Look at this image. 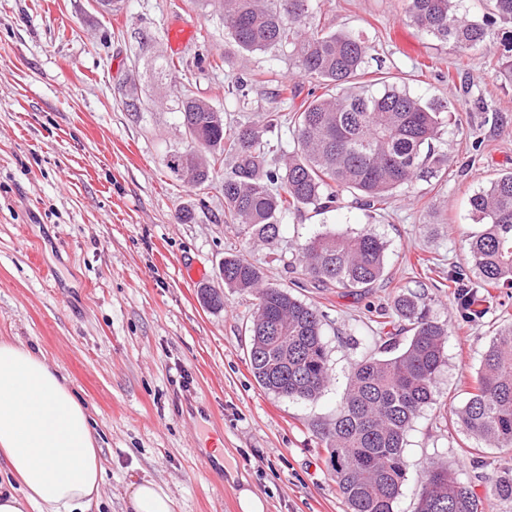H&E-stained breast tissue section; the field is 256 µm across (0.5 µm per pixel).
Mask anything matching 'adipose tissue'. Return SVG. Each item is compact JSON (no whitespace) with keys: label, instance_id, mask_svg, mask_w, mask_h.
I'll list each match as a JSON object with an SVG mask.
<instances>
[{"label":"adipose tissue","instance_id":"ef3b65f1","mask_svg":"<svg viewBox=\"0 0 512 512\" xmlns=\"http://www.w3.org/2000/svg\"><path fill=\"white\" fill-rule=\"evenodd\" d=\"M0 458L15 486L0 485V512H92L104 467L83 402L44 356L0 339ZM127 512H176L167 486L131 483Z\"/></svg>","mask_w":512,"mask_h":512}]
</instances>
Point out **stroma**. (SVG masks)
<instances>
[{
    "mask_svg": "<svg viewBox=\"0 0 512 512\" xmlns=\"http://www.w3.org/2000/svg\"><path fill=\"white\" fill-rule=\"evenodd\" d=\"M405 7L313 0L323 23L368 42L369 72L400 77L410 93L452 107L435 144L450 156L446 171L422 173L372 213L347 193L334 210L288 216L277 242L249 249L224 221L232 157L198 188L178 180L165 158L186 146L183 90L217 106L232 129L275 108L294 113L315 84L299 76L288 50L225 54L224 19L202 0H120L109 13L96 0H0V336L43 353L83 400L105 467L100 512H125L127 487L144 478L169 487L177 512H241L245 486L266 512H347L314 431L335 418L352 363L377 353L369 308L392 306L401 291L423 294L449 333L435 402L405 439L408 479L395 512H414L427 460L473 477L464 452L471 437L441 414L465 403V377L497 324L512 321V288L495 289L490 312L467 327L419 261L442 271L465 265L461 239L479 229L468 199L512 171V85L486 65L512 59V27L490 25L484 47L461 58L413 25ZM178 19L196 29L176 56L166 27ZM167 59L176 68L164 75ZM245 71L273 72L292 96L279 103L270 83L243 102L225 94ZM129 84L140 111L123 103ZM186 207L195 218L179 222ZM368 228L387 244L373 288L354 298L302 287L299 242ZM243 249L269 282L326 315L331 382L315 400L256 382L253 296L225 291L217 310L200 299L201 288L221 286L225 254ZM187 260L204 275L191 278Z\"/></svg>",
    "mask_w": 512,
    "mask_h": 512,
    "instance_id": "stroma-1",
    "label": "stroma"
}]
</instances>
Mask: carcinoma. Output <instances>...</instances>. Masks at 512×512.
Wrapping results in <instances>:
<instances>
[{
  "mask_svg": "<svg viewBox=\"0 0 512 512\" xmlns=\"http://www.w3.org/2000/svg\"><path fill=\"white\" fill-rule=\"evenodd\" d=\"M224 18L228 46L253 53L286 48L299 73L315 79L323 92L291 118L294 149L269 167L264 136L282 124L269 113L261 126L224 130V114L208 101L186 93L180 118L186 149L166 158V167L193 186L210 182L225 154L234 157L224 174V218L239 226L250 244L273 243L283 220L306 209L327 211L345 192L369 210L387 204L426 167L441 169L448 154L423 151L440 138L447 106L426 101L396 84L359 85L370 46L352 32L327 30L316 22L312 0H209ZM461 0H407L411 21L459 55L480 49L487 24L460 13ZM492 14L512 26V0H490ZM259 82L239 75L227 92L246 100ZM476 223L466 236L477 280L463 269L448 271V294L458 316L470 322L493 304L489 289L512 287V172L491 179L469 200ZM385 243L372 230L356 235L326 231L297 244L303 275L317 288L356 295L378 282L385 269ZM224 287L255 299L250 326L249 364L257 383L276 395L311 400L330 382L325 314L317 307L263 279L249 255L230 254L221 268ZM382 357L354 362L336 420L315 430L327 454L349 512H394L407 481L404 439L421 410L435 403L437 374L445 362L448 324L432 318L418 297L400 292L391 311L377 315ZM411 332L399 348L396 332ZM473 391L453 412L452 425L476 440L472 465L482 467L485 446L512 450V322L497 327ZM484 483V494L476 483ZM512 500V474L486 480L482 473L464 481L447 465L430 460L418 492L416 512H488L495 502Z\"/></svg>",
  "mask_w": 512,
  "mask_h": 512,
  "instance_id": "cac0c4a2",
  "label": "carcinoma"
}]
</instances>
